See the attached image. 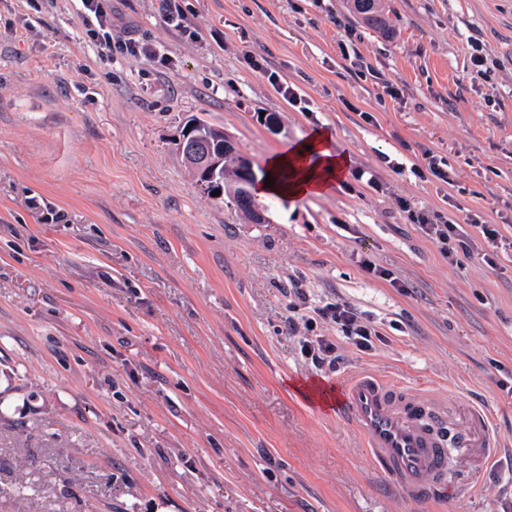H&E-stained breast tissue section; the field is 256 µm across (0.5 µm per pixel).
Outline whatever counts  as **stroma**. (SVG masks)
<instances>
[{"mask_svg": "<svg viewBox=\"0 0 512 512\" xmlns=\"http://www.w3.org/2000/svg\"><path fill=\"white\" fill-rule=\"evenodd\" d=\"M382 3L384 33L348 0H111L113 36L155 49L133 57L101 54L78 0H0V512H512V249L486 265L468 224L512 237V0ZM191 116L257 169L318 129L350 165L253 224L185 168ZM427 150L447 181L414 174ZM301 300L385 340L316 368L284 323ZM355 372L461 423L483 405L497 463L465 449L464 492L412 501L309 391ZM404 212L410 224H418L419 227L437 244L442 253L448 257L449 264H458L460 255H470L471 240L459 233L461 227L456 224L448 214L424 211L405 203Z\"/></svg>", "mask_w": 512, "mask_h": 512, "instance_id": "35a3bbf8", "label": "stroma"}]
</instances>
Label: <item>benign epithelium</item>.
I'll return each mask as SVG.
<instances>
[{"label": "benign epithelium", "mask_w": 512, "mask_h": 512, "mask_svg": "<svg viewBox=\"0 0 512 512\" xmlns=\"http://www.w3.org/2000/svg\"><path fill=\"white\" fill-rule=\"evenodd\" d=\"M197 123L189 124L190 130L180 129L176 143L185 165L192 171L199 190L209 196L214 191L224 192L221 180L224 162L235 152L234 143L225 135L219 136L205 129H196ZM240 177L237 178V198L245 209L250 221L264 224L267 221L264 208L257 202L250 190L248 171L251 164L246 159L240 160Z\"/></svg>", "instance_id": "1"}]
</instances>
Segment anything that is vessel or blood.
Segmentation results:
<instances>
[{"label":"vessel or blood","mask_w":512,"mask_h":512,"mask_svg":"<svg viewBox=\"0 0 512 512\" xmlns=\"http://www.w3.org/2000/svg\"><path fill=\"white\" fill-rule=\"evenodd\" d=\"M316 389L338 417L353 423L373 469L417 500L430 502L454 492L449 448L471 447L474 431L489 426L486 412L477 406L469 427L447 434V422L431 397L369 372L322 381Z\"/></svg>","instance_id":"obj_1"}]
</instances>
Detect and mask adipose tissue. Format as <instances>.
<instances>
[{"instance_id":"1","label":"adipose tissue","mask_w":512,"mask_h":512,"mask_svg":"<svg viewBox=\"0 0 512 512\" xmlns=\"http://www.w3.org/2000/svg\"><path fill=\"white\" fill-rule=\"evenodd\" d=\"M347 155L336 151L329 131L320 129L286 150L271 154L265 162L273 186L258 185V197H278L291 202L332 191L344 178Z\"/></svg>"}]
</instances>
